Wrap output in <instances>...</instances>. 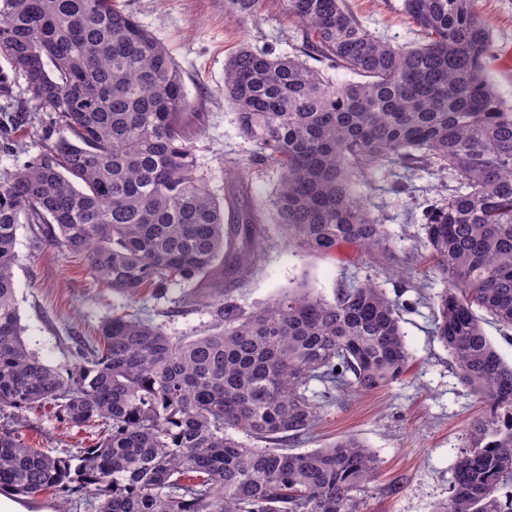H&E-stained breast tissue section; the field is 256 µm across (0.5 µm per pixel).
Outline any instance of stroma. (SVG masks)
<instances>
[{"label":"stroma","mask_w":512,"mask_h":512,"mask_svg":"<svg viewBox=\"0 0 512 512\" xmlns=\"http://www.w3.org/2000/svg\"><path fill=\"white\" fill-rule=\"evenodd\" d=\"M123 9L169 50L185 85L190 109L200 122L187 132L209 189L224 195L234 182L232 164L249 158L255 147L244 138L236 114L224 100V64L241 47L273 55H295L302 43L298 24L288 21L281 0H264L258 18L229 13L224 0H120ZM352 13L376 36L394 45L416 41L417 32L403 0H347ZM490 30L494 55L486 77L512 104V0H478ZM44 112L27 113L9 134L0 133V177L22 169L41 152ZM395 169L357 180V194L370 197L399 255L413 260L398 275H388L356 246L341 245L323 257L289 245L278 224L274 199L280 183L276 168L258 166L239 204L258 203L264 227L261 259L245 279H237L233 253L224 255L229 297L244 313L257 311L285 291L303 290L333 298L353 280H373L405 305L401 326L412 354L409 369L389 386L367 393L344 392L323 403L321 420L309 438L292 443L293 452L325 448L351 435L371 448L378 471L363 497V512H436L447 501L459 457L469 446L471 428L486 413L485 404L465 386L448 350L432 333L431 299L443 285L434 279L436 258L425 245L422 216L437 198L436 176L419 171L409 192L395 191L402 177ZM13 275L23 338L29 349L60 371L76 361L75 347L97 339L101 324L126 313V299L97 283L85 261L48 242L36 226L17 232ZM190 288L174 284L164 293L143 290L137 309L167 335L189 338L209 332L213 309L194 303ZM18 431L32 448L64 455L91 444L92 428L61 423L44 408L15 418L0 412V430Z\"/></svg>","instance_id":"1"}]
</instances>
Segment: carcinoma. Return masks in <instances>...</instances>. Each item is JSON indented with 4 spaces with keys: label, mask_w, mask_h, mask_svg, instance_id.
Instances as JSON below:
<instances>
[{
    "label": "carcinoma",
    "mask_w": 512,
    "mask_h": 512,
    "mask_svg": "<svg viewBox=\"0 0 512 512\" xmlns=\"http://www.w3.org/2000/svg\"><path fill=\"white\" fill-rule=\"evenodd\" d=\"M261 2L224 8L254 17ZM476 2L404 0L418 44L398 46L345 0H282L302 27L300 53L359 80L248 48L224 66V101L255 146L234 163L236 187L248 189L254 165L279 168L288 243L322 256L354 244L390 273L404 260L353 178L400 168L441 179L445 195L423 223L444 283L433 336L488 410L437 512H512L497 496L512 483V365L473 310L512 329V105L484 75L492 45ZM0 53V98L24 79L31 111L49 113L52 127L42 152L0 181V410L48 405L95 429L94 443L65 457L1 430L0 491L67 503L85 490L92 512H362L377 470L370 448L351 436L300 453L285 445L320 419L311 382L359 392L404 373L399 300L368 279L331 301L289 290L248 315L224 301V248H235L241 276L260 260L259 208L211 193L183 131L181 73L118 0H0ZM22 224L83 254L95 281L131 299L193 287L217 323L176 339L135 314L114 316L79 347L73 372L58 371L22 337Z\"/></svg>",
    "instance_id": "1"
}]
</instances>
